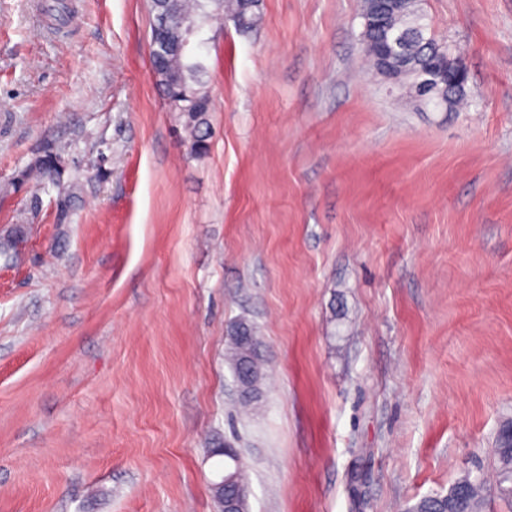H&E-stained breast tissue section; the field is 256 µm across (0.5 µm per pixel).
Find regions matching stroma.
<instances>
[{
	"label": "stroma",
	"mask_w": 512,
	"mask_h": 512,
	"mask_svg": "<svg viewBox=\"0 0 512 512\" xmlns=\"http://www.w3.org/2000/svg\"><path fill=\"white\" fill-rule=\"evenodd\" d=\"M0 0V512H406L484 477L512 423V0H424L457 112L371 71L362 0L213 23L197 156L151 72L147 0ZM57 154L56 219L25 173ZM251 320L264 396L225 360ZM467 74V68L461 59L457 57L448 59L447 72H444L440 77L448 83V86H445L443 91L444 95L448 96L449 87L459 88L466 85L468 83ZM211 453L212 456H224V470L227 472L237 473V480L235 483V475H226L225 472V477H223V479L216 485L224 491L223 493L221 490H214V496L220 512H225L224 502L225 500L230 499H234L238 512H246L247 481L245 476V463L243 462L242 457L239 452L233 448H213Z\"/></svg>",
	"instance_id": "35a3bbf8"
}]
</instances>
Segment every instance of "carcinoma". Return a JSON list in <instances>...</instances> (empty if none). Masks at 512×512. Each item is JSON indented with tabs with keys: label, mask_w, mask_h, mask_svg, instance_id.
<instances>
[{
	"label": "carcinoma",
	"mask_w": 512,
	"mask_h": 512,
	"mask_svg": "<svg viewBox=\"0 0 512 512\" xmlns=\"http://www.w3.org/2000/svg\"><path fill=\"white\" fill-rule=\"evenodd\" d=\"M152 14L163 12L168 17L171 32L182 17L186 16L194 23L195 34L214 20L226 14L236 18L239 26L245 29L253 27L258 19V0H148ZM424 12L421 0L409 3L402 11L384 12L375 25L363 29L364 53L374 68H379L377 47L394 34L405 36L402 46L400 63L412 65L419 74L432 69L434 63L446 59L447 45L438 42L434 37H420L408 26L409 14ZM152 68L157 72L159 85L163 93L172 97L179 92H196L202 97L204 77L208 67L201 51L184 48L171 39L165 49L151 57ZM211 107L205 101L193 110L180 113V120L186 133L191 150L202 155L208 150L211 137L209 120ZM77 198L74 189L70 188L57 199V215L59 223H65L71 213L72 205ZM255 326L246 319H241L232 328L228 359L232 368H237L245 359L249 360L253 369H260L259 358L255 352L260 350ZM499 469L503 481L512 483V447L506 445L504 435L497 438L495 448ZM212 455L224 457V470L237 473L235 483L224 486V490L214 491L219 509H224V502L234 500L237 512H247V481L245 463L239 452L233 448H214ZM484 507L483 480L475 476H467L458 482V489L453 494H435L422 498L412 505L408 512H482Z\"/></svg>",
	"instance_id": "1"
}]
</instances>
